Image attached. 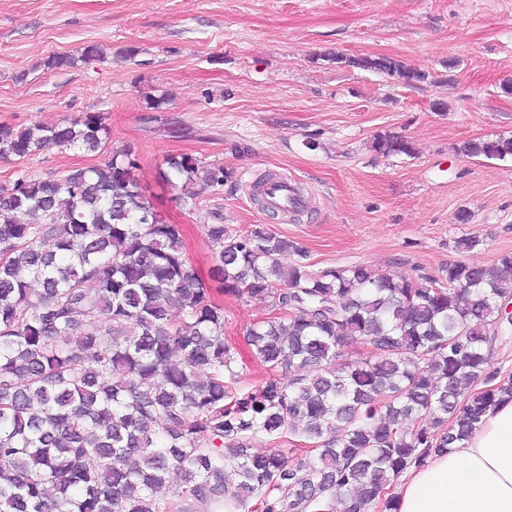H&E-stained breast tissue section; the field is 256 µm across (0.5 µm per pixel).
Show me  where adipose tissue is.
<instances>
[{
    "label": "adipose tissue",
    "mask_w": 512,
    "mask_h": 512,
    "mask_svg": "<svg viewBox=\"0 0 512 512\" xmlns=\"http://www.w3.org/2000/svg\"><path fill=\"white\" fill-rule=\"evenodd\" d=\"M395 493L398 512H512V400L467 441L408 471Z\"/></svg>",
    "instance_id": "ef3b65f1"
}]
</instances>
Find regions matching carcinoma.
I'll return each mask as SVG.
<instances>
[{"label":"carcinoma","instance_id":"1","mask_svg":"<svg viewBox=\"0 0 512 512\" xmlns=\"http://www.w3.org/2000/svg\"><path fill=\"white\" fill-rule=\"evenodd\" d=\"M103 55L54 54L49 69ZM405 85L428 74L388 56L320 55ZM110 131L98 112L54 125H0V158L45 149L95 153ZM383 156L418 154L378 134ZM468 158L512 159V137L471 139ZM128 149L103 166L0 184V512H397L409 469L467 440L512 376L494 368L512 334V254L454 261L441 276H377L364 265L309 270L267 224L229 234L205 225L224 292L272 299L278 316L250 329L269 369L237 387L224 308L188 262L179 227L141 192ZM172 187L216 188L224 166L170 154ZM292 251L291 266L280 256ZM277 280L283 288H270ZM359 342L365 352L346 355ZM343 363L336 364L337 360ZM298 375L284 384L279 373ZM417 428L407 426L422 416ZM301 447L248 452L249 439ZM179 479L178 491L171 480Z\"/></svg>","mask_w":512,"mask_h":512}]
</instances>
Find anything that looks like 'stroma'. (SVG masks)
<instances>
[{"mask_svg": "<svg viewBox=\"0 0 512 512\" xmlns=\"http://www.w3.org/2000/svg\"><path fill=\"white\" fill-rule=\"evenodd\" d=\"M90 43L104 60L46 68L50 55ZM127 47L133 57L123 56ZM328 52L389 56L429 77L406 86L321 61ZM509 76L512 0H0V124L97 112L110 130L108 148L94 154L0 158V184L133 150L143 194L180 225L190 263L224 307L248 389L268 370L246 332L273 310L226 294L214 278L209 212L220 211L233 234L271 225L303 247L315 272L360 264L436 276L458 260L495 265L512 253V161L455 149L512 136V95L500 88ZM160 96L165 110H149L148 98ZM438 100L447 112L433 111ZM384 132L411 140L416 157L376 154L371 143ZM179 153L222 163L227 180L184 199L159 177L164 157ZM268 171L302 186L311 205L300 221L252 203L249 184ZM462 208L470 223H457ZM470 234L480 246L455 251L454 240Z\"/></svg>", "mask_w": 512, "mask_h": 512, "instance_id": "stroma-1", "label": "stroma"}]
</instances>
